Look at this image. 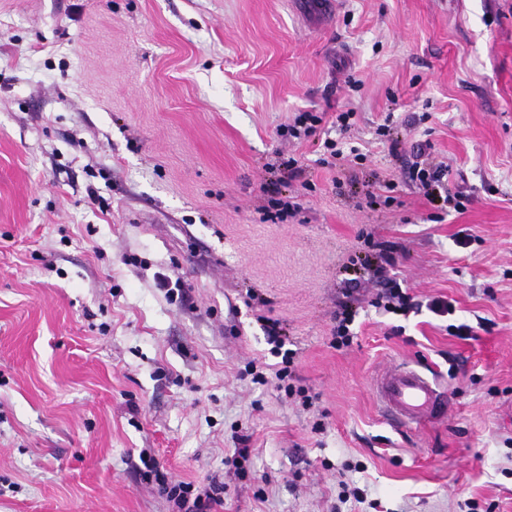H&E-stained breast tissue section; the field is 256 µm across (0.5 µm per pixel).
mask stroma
Instances as JSON below:
<instances>
[{"label":"stroma","instance_id":"stroma-1","mask_svg":"<svg viewBox=\"0 0 512 512\" xmlns=\"http://www.w3.org/2000/svg\"><path fill=\"white\" fill-rule=\"evenodd\" d=\"M440 161L463 210L409 176ZM386 276L453 313L375 308ZM265 316L300 393L245 371ZM401 362L445 417L384 418ZM144 455L212 512H512V0H0V512H176ZM316 112H301L294 118V124L283 127L279 130L280 136H291L298 138L303 134L309 137L315 134L317 126L322 123V118Z\"/></svg>","mask_w":512,"mask_h":512}]
</instances>
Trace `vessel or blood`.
Returning <instances> with one entry per match:
<instances>
[{"instance_id":"1","label":"vessel or blood","mask_w":512,"mask_h":512,"mask_svg":"<svg viewBox=\"0 0 512 512\" xmlns=\"http://www.w3.org/2000/svg\"><path fill=\"white\" fill-rule=\"evenodd\" d=\"M375 391L384 411L404 425H417L448 412L447 392L436 378L407 364L378 375Z\"/></svg>"}]
</instances>
